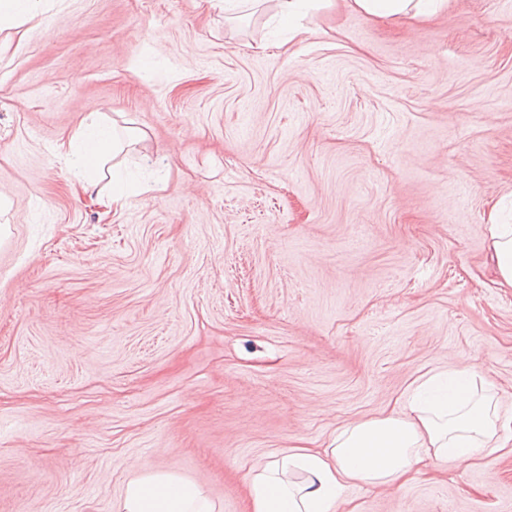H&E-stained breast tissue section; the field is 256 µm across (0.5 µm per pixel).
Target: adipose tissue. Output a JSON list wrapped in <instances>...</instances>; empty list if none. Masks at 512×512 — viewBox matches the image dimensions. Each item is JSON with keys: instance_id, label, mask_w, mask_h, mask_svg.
Wrapping results in <instances>:
<instances>
[{"instance_id": "1", "label": "adipose tissue", "mask_w": 512, "mask_h": 512, "mask_svg": "<svg viewBox=\"0 0 512 512\" xmlns=\"http://www.w3.org/2000/svg\"><path fill=\"white\" fill-rule=\"evenodd\" d=\"M449 0H349L375 21L401 23L447 9ZM80 149L68 160L83 191L105 208L123 204L125 187L113 180L101 193L92 171L134 132L94 117L73 135ZM489 260L495 284L512 288V225L501 208L489 216ZM476 370L465 363L429 371L405 398L400 411L338 428L328 447L302 445L273 457L248 480L250 512H341L353 486H404L435 465H463L486 450L512 445V417L502 418L491 398L481 395ZM117 512H211L201 489L173 471L144 469L131 480Z\"/></svg>"}]
</instances>
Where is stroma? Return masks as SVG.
I'll return each instance as SVG.
<instances>
[{
    "instance_id": "35a3bbf8",
    "label": "stroma",
    "mask_w": 512,
    "mask_h": 512,
    "mask_svg": "<svg viewBox=\"0 0 512 512\" xmlns=\"http://www.w3.org/2000/svg\"><path fill=\"white\" fill-rule=\"evenodd\" d=\"M36 0L0 25V512H115L141 467L249 512L248 476L475 367L512 415V0L396 27L324 0ZM140 135L104 210L63 158ZM354 512H512V451ZM275 7L274 16L283 26H288V30L295 36L302 32L299 20L309 14L310 11L317 8L320 0H273ZM72 140L80 141V149L73 152L67 159L70 168L77 177V183L84 192L91 196L96 195L100 205L110 210L113 205H123L125 187L123 183L112 177V187L107 194H102L99 189V180L89 171L97 168L101 162L111 153L115 158L124 150V142L116 129L115 122L108 124L98 117L91 118L80 124L72 136ZM489 220V260L495 277L494 283L500 288H512V225L502 221L501 202L492 210Z\"/></svg>"
}]
</instances>
